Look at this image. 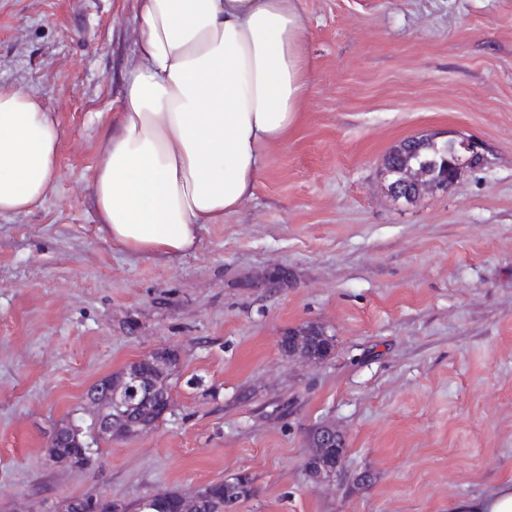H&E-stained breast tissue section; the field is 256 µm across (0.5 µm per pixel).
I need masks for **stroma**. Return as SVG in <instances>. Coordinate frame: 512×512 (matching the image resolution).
<instances>
[{
    "mask_svg": "<svg viewBox=\"0 0 512 512\" xmlns=\"http://www.w3.org/2000/svg\"><path fill=\"white\" fill-rule=\"evenodd\" d=\"M297 6L300 122L253 197L169 256L112 243L90 193L136 0H0V88L61 132L43 203L0 216V512L90 496L135 512L239 473L238 512H449L512 478V0ZM426 134L479 139L485 162L395 199L383 159ZM308 323L331 356L288 360L282 336ZM164 348L180 364L162 421L88 468L48 466L51 431L89 424L91 385ZM325 423L347 451L317 481L307 439ZM187 495L177 490L144 497L137 504L139 512H186Z\"/></svg>",
    "mask_w": 512,
    "mask_h": 512,
    "instance_id": "35a3bbf8",
    "label": "stroma"
}]
</instances>
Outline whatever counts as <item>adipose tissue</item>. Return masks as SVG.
<instances>
[{
    "instance_id": "ef3b65f1",
    "label": "adipose tissue",
    "mask_w": 512,
    "mask_h": 512,
    "mask_svg": "<svg viewBox=\"0 0 512 512\" xmlns=\"http://www.w3.org/2000/svg\"><path fill=\"white\" fill-rule=\"evenodd\" d=\"M140 34L92 199L113 243L179 255L254 194L311 72L296 0H138ZM39 99L0 89V215L30 212L57 169Z\"/></svg>"
}]
</instances>
